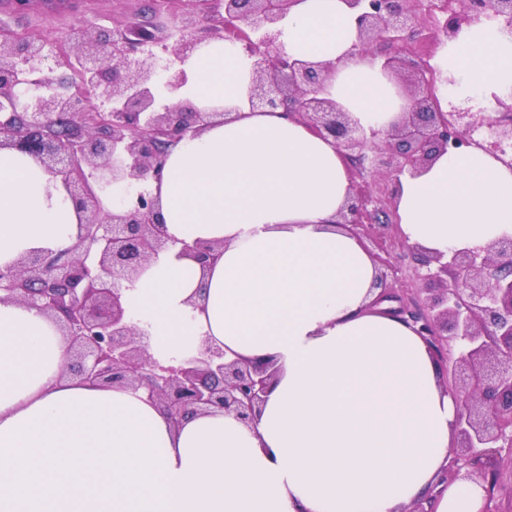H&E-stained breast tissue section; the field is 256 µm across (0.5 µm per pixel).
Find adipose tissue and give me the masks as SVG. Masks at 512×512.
I'll return each instance as SVG.
<instances>
[{
  "label": "adipose tissue",
  "mask_w": 512,
  "mask_h": 512,
  "mask_svg": "<svg viewBox=\"0 0 512 512\" xmlns=\"http://www.w3.org/2000/svg\"><path fill=\"white\" fill-rule=\"evenodd\" d=\"M347 0H297L280 23L289 56L327 64L323 94L364 132L388 130L409 97L359 54ZM457 96L512 89V30L479 21L438 53ZM180 99L228 118L182 140L161 180L166 250L126 283L133 322L162 364L202 345L273 359L261 414L194 415L173 425L145 390L65 374L54 319L0 301V512H411L447 462L456 399L412 325L376 305L375 263L338 224L346 161L302 121L248 104L251 63L221 39L185 65ZM410 243L445 252L512 235V168L480 148L403 175L396 200ZM79 214L30 155L0 149V268L71 248ZM220 241L201 266L184 245ZM459 480L434 512H482Z\"/></svg>",
  "instance_id": "1"
}]
</instances>
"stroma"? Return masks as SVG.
<instances>
[{
  "mask_svg": "<svg viewBox=\"0 0 512 512\" xmlns=\"http://www.w3.org/2000/svg\"><path fill=\"white\" fill-rule=\"evenodd\" d=\"M199 12L200 34L213 38L219 18L216 0H36L33 7L19 9L15 0H0V45L15 38H38L47 45V67L55 76L66 74V67L57 65L56 54L72 48L83 28L113 34L135 20L155 19L163 34H177L184 17ZM359 234L367 248L387 260L388 282L397 294L418 292L428 297V290L417 287L415 261L401 235L387 223L360 228Z\"/></svg>",
  "mask_w": 512,
  "mask_h": 512,
  "instance_id": "1",
  "label": "stroma"
}]
</instances>
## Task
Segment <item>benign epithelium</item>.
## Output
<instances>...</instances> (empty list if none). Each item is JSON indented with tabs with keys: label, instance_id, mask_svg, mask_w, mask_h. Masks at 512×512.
Instances as JSON below:
<instances>
[{
	"label": "benign epithelium",
	"instance_id": "obj_1",
	"mask_svg": "<svg viewBox=\"0 0 512 512\" xmlns=\"http://www.w3.org/2000/svg\"><path fill=\"white\" fill-rule=\"evenodd\" d=\"M296 0H218L222 37L242 46L252 60L249 102L261 112L281 111L306 123L331 141L359 169L385 172L394 185L404 171L416 173L449 149L478 146L512 166V107L491 121L484 112L455 106L444 111L437 84L452 79L429 65L414 49L412 6L416 0H350L360 9L355 48L383 60L405 84L412 105L390 131L367 139L349 113L319 96L327 66L286 55L280 48L281 21ZM491 13L512 29V0H468L438 25L443 44L479 16ZM197 20L182 23L169 42L156 25L140 20L111 40L85 29L76 41L74 60L88 96L76 92L73 78L55 83L58 90L22 98L23 65L47 57L44 44L22 38L0 51V148L29 154L64 186L80 214L77 243L49 257L39 252L0 270V301L13 300L54 317L70 344L65 372L101 386L145 389L174 424L189 415L232 413L251 423L270 388V363L228 360L220 348L207 346L201 357L162 365L147 353L145 332L123 304L122 285L167 246L158 219L157 199L137 193L133 207L109 209L97 185L130 179L158 180L168 147L200 133L221 112H202L185 102L156 110L158 75L173 96L187 82L183 68L201 39ZM162 44L168 57L152 46ZM370 190L355 187L338 223L352 229L372 217ZM223 245L196 242L184 247L203 267ZM417 278L435 288L424 304L395 296L387 274L379 272L380 300L400 302L392 313L419 332L445 373L444 385L459 398L455 437L441 483L480 478L486 492L483 512H499L496 494L512 468V236L489 247L448 254L409 246Z\"/></svg>",
	"mask_w": 512,
	"mask_h": 512
}]
</instances>
